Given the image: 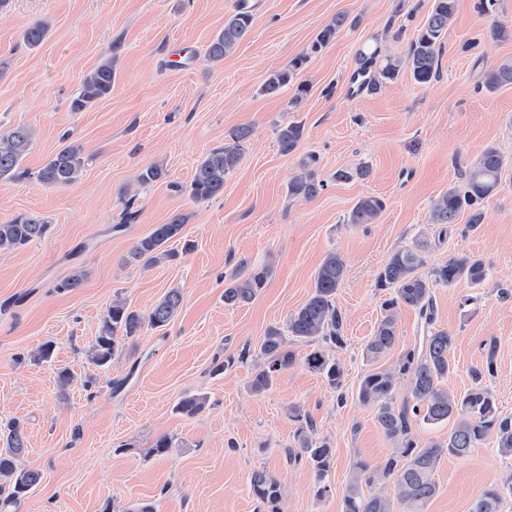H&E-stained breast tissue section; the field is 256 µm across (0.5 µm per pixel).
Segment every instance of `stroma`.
I'll return each mask as SVG.
<instances>
[{"mask_svg": "<svg viewBox=\"0 0 512 512\" xmlns=\"http://www.w3.org/2000/svg\"><path fill=\"white\" fill-rule=\"evenodd\" d=\"M248 6L251 32L222 66L204 60L224 19ZM432 0H5L0 6V133L17 125L37 132L23 166L27 178L0 186V222L35 212L49 234L0 253V426L23 421L21 463L42 480L11 512H126L150 503L155 512H258L249 489L253 471L286 486L282 512H342L351 464L383 459L390 441L361 404L358 386L368 365L364 346L386 298L375 279L394 248L428 243V267L460 253L483 260L487 280H460L434 290L439 327L455 337L448 387L472 385L487 342L497 347L487 383L503 414L512 415V85L482 90L485 70L512 58V41L491 42L492 23L512 26V0L494 14L476 0H457L443 44L440 73L426 85L409 73L376 94L351 95L350 78L362 44L378 41L383 55L402 56ZM356 17L327 47L312 52L320 30L337 13ZM51 33L35 50L22 30L36 21ZM118 46L112 93L92 109H71L82 75ZM308 60L299 77L309 94L299 110L290 93L271 98L266 76L295 57ZM302 122L300 148L281 154L277 127ZM248 124L253 135L219 198L196 202L182 193L198 159L227 144ZM83 148L89 163L80 181L48 187L36 173L63 139ZM494 145L509 159L484 224L439 238L429 220L433 200L458 182L464 166ZM318 159L326 186L311 201L288 197L287 184L308 156ZM368 164L369 178L343 182L335 172ZM165 175L128 199L122 189L150 165ZM384 198L378 223L348 217L360 197ZM176 212L193 252L177 262L127 264L133 244ZM347 262L336 293L345 314L342 391L301 366L275 386L251 394L248 383L263 336L312 292L315 271L329 251ZM270 265L266 288L249 305H224V278L241 263ZM86 279L68 293L58 281L74 269ZM183 304L157 331L143 329L108 367L86 359L115 297L149 310L169 289ZM51 358L28 360L42 344ZM232 366L216 370L227 356ZM73 383L60 390V371ZM187 395L206 397L193 417L176 409ZM302 405L318 437L334 449L329 495L316 494L312 467L287 459ZM162 436L170 451L150 454ZM512 478V456L486 440L466 457L444 456L437 496L426 512H470L484 490Z\"/></svg>", "mask_w": 512, "mask_h": 512, "instance_id": "35a3bbf8", "label": "stroma"}]
</instances>
